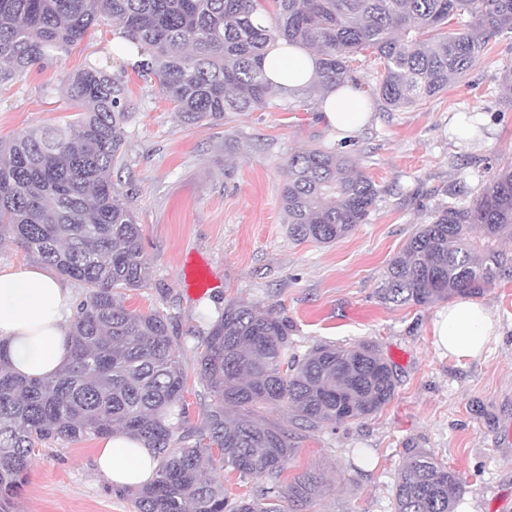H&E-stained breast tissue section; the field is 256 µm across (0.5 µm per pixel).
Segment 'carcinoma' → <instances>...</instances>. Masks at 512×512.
<instances>
[{
	"label": "carcinoma",
	"instance_id": "obj_1",
	"mask_svg": "<svg viewBox=\"0 0 512 512\" xmlns=\"http://www.w3.org/2000/svg\"><path fill=\"white\" fill-rule=\"evenodd\" d=\"M104 16L187 124L221 125L227 113L283 94L263 68L280 41L318 54L309 95L345 83L354 55L373 54L377 102L393 112L428 103L491 39L512 33V0H0V85L83 41ZM62 81L80 109L76 121L0 139V239L85 289L56 377L16 376L0 358V512H11L36 446L118 430L159 460L152 482L119 491L136 512H294L321 495V477L309 470L282 484L292 434L257 414L284 406L310 430L365 419L395 395L392 363L369 342L319 345L298 358L288 320L231 302L202 337L196 379L211 403L200 425H187L188 373L169 318L125 305L151 276L140 226L112 182L125 143V87L93 66ZM282 170L281 208L297 240L345 237L367 223L380 195L334 148L292 153ZM505 238L512 167L496 171L472 203L439 204L388 262L379 298L424 306L480 295L512 273V257L495 247ZM226 468L262 481L260 494L229 498L219 476ZM461 493L444 462L408 449L395 512H455Z\"/></svg>",
	"mask_w": 512,
	"mask_h": 512
}]
</instances>
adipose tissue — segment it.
I'll list each match as a JSON object with an SVG mask.
<instances>
[{
  "label": "adipose tissue",
  "instance_id": "1",
  "mask_svg": "<svg viewBox=\"0 0 512 512\" xmlns=\"http://www.w3.org/2000/svg\"><path fill=\"white\" fill-rule=\"evenodd\" d=\"M264 69L269 80L291 92L313 82L316 56L281 43L265 58ZM318 110L337 139L346 141L355 139L370 118L363 93L350 84L326 90ZM73 313L70 289L43 265L0 267V341L14 374L50 377L59 372L67 361ZM432 334L449 358L472 361L492 343L494 317L486 306L460 299L438 313ZM96 467L110 486L131 489L153 480L158 461L142 441L117 432L103 437Z\"/></svg>",
  "mask_w": 512,
  "mask_h": 512
}]
</instances>
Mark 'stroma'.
Returning <instances> with one entry per match:
<instances>
[{
  "instance_id": "35a3bbf8",
  "label": "stroma",
  "mask_w": 512,
  "mask_h": 512,
  "mask_svg": "<svg viewBox=\"0 0 512 512\" xmlns=\"http://www.w3.org/2000/svg\"><path fill=\"white\" fill-rule=\"evenodd\" d=\"M120 42L112 20H101L81 43L0 86V139L75 120L63 74L96 64L125 85L130 118L113 180L141 226L152 271L126 306L169 317L176 352L190 369L198 333L230 301L286 318L296 354L318 343L370 341L395 364V396L369 418L307 431L286 408L266 410L295 435L283 480L307 470L324 479L321 496L301 512H394L398 470L412 446L456 473L464 488L456 512H512V278L478 296L494 313L499 341L487 358L464 365L435 344L441 303L393 306L378 297L388 261L430 222L448 185L461 186L467 202L512 165V108L500 82L512 65V33L493 38L464 81L398 112L372 101L376 67L357 58L352 76L372 118L350 150L381 197L367 223L330 244L289 237L280 208L288 155L337 145L317 97H276L229 113L220 125L187 126L156 78L139 74L136 55L119 51ZM468 122L479 136L459 134ZM99 443L91 435L43 445L17 512H135L97 474Z\"/></svg>"
}]
</instances>
